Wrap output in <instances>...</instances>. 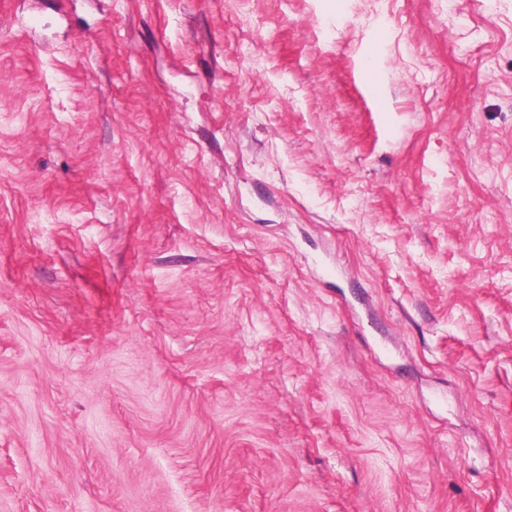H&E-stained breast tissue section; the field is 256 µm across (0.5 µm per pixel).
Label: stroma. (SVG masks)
I'll use <instances>...</instances> for the list:
<instances>
[{"label": "stroma", "instance_id": "stroma-1", "mask_svg": "<svg viewBox=\"0 0 512 512\" xmlns=\"http://www.w3.org/2000/svg\"><path fill=\"white\" fill-rule=\"evenodd\" d=\"M0 512H512V0H0Z\"/></svg>", "mask_w": 512, "mask_h": 512}]
</instances>
